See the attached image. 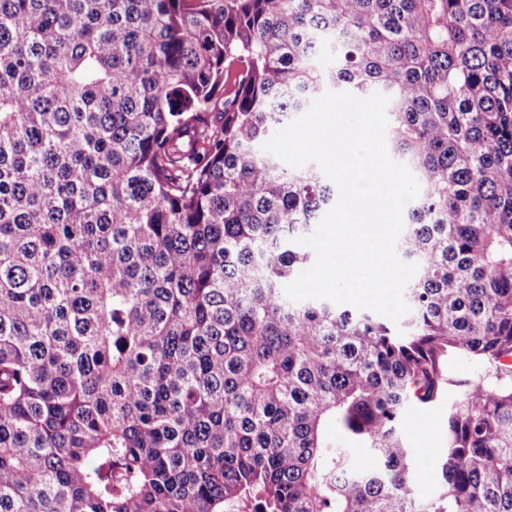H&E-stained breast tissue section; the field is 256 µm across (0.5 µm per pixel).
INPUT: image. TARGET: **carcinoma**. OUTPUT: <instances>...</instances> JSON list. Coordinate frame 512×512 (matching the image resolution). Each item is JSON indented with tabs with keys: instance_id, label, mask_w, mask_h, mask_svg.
<instances>
[{
	"instance_id": "cac0c4a2",
	"label": "carcinoma",
	"mask_w": 512,
	"mask_h": 512,
	"mask_svg": "<svg viewBox=\"0 0 512 512\" xmlns=\"http://www.w3.org/2000/svg\"><path fill=\"white\" fill-rule=\"evenodd\" d=\"M326 91L419 184L397 323L284 292L337 189L261 145ZM243 497L512 512V0H0V512ZM455 395V391H450L443 404L417 412L408 430V443L413 448L415 465L427 474V480L417 489L421 497H429L436 491L433 466L447 448L445 415L448 400H452Z\"/></svg>"
}]
</instances>
